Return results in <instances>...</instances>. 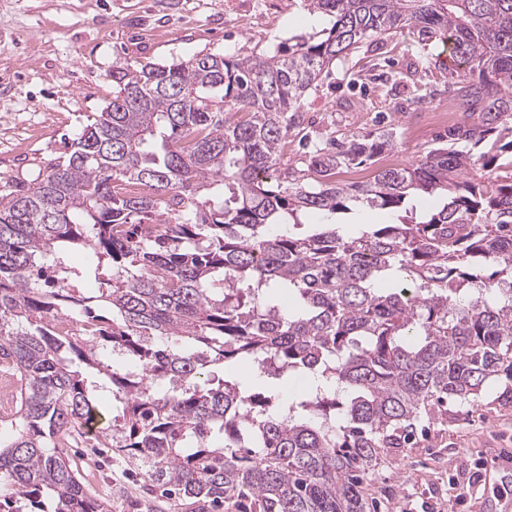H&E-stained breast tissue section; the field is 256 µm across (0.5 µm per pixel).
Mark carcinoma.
Masks as SVG:
<instances>
[{"instance_id":"cac0c4a2","label":"carcinoma","mask_w":512,"mask_h":512,"mask_svg":"<svg viewBox=\"0 0 512 512\" xmlns=\"http://www.w3.org/2000/svg\"><path fill=\"white\" fill-rule=\"evenodd\" d=\"M304 5L333 20L320 40L114 67L112 102L0 194V364L16 378L0 512H111L59 452L93 419L188 512H367L381 449L512 383V179L493 178L512 158V0ZM403 29L454 62L448 146L342 184L393 134L329 139L269 181L333 65ZM415 193L442 204L359 237L279 229ZM246 362L250 377H209ZM301 376L314 389L285 400Z\"/></svg>"}]
</instances>
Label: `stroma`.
<instances>
[{"label":"stroma","mask_w":512,"mask_h":512,"mask_svg":"<svg viewBox=\"0 0 512 512\" xmlns=\"http://www.w3.org/2000/svg\"><path fill=\"white\" fill-rule=\"evenodd\" d=\"M332 21L302 0H0V192L37 177L63 140L111 102L116 66L165 64L196 54L270 55L298 36L322 38ZM447 68L421 65L404 29L370 38L333 66L305 104L313 139L393 131L396 147L340 183L365 180L391 160L409 164L448 142L418 97H448ZM512 449V407L434 412L411 445L387 448L363 486L372 512H486L499 498L486 481L499 449ZM94 491L112 512H182L155 500L124 456L103 449Z\"/></svg>","instance_id":"stroma-1"}]
</instances>
